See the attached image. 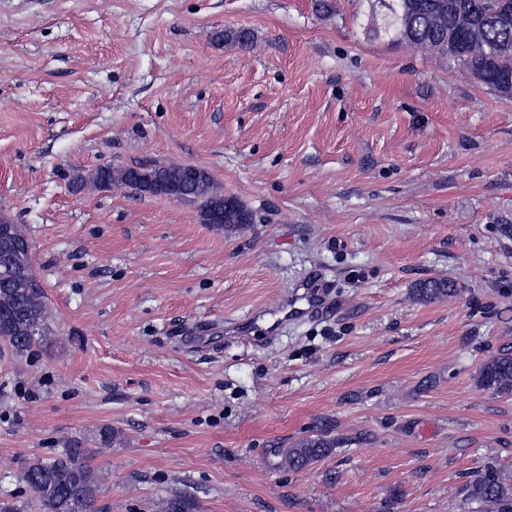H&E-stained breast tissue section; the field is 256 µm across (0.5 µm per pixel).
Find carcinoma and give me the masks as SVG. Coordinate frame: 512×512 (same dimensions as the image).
<instances>
[{"instance_id":"1","label":"carcinoma","mask_w":512,"mask_h":512,"mask_svg":"<svg viewBox=\"0 0 512 512\" xmlns=\"http://www.w3.org/2000/svg\"><path fill=\"white\" fill-rule=\"evenodd\" d=\"M382 8L380 32L393 42L414 48L425 45L441 55L448 45L455 53L449 60L465 67L484 83H512V0H371ZM92 184L110 188L116 184L151 195L184 196L199 203L204 224L235 227L246 223L247 209L236 199L226 198L213 185L208 171L194 165L146 167L137 178L133 169L99 167L76 180L79 187ZM0 340L12 355L23 357L51 333L49 309L32 265L31 246L23 227L0 217ZM455 292L446 280L416 285L414 295L433 301ZM477 384L501 395L512 394V352L489 358L479 369ZM334 442L323 434L311 436L283 450V464L304 468L326 457ZM100 476L91 464V450L75 443L52 458H33L25 463L20 481L33 500L19 503L0 500V512H96L95 492ZM464 503L476 512H512V476L494 465L474 473L464 489ZM194 503L173 497L162 512H194Z\"/></svg>"}]
</instances>
